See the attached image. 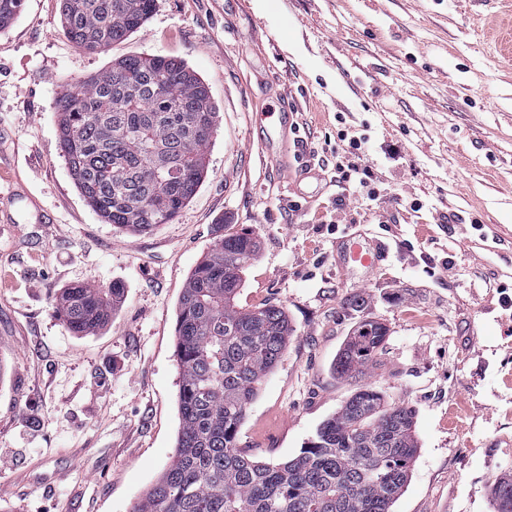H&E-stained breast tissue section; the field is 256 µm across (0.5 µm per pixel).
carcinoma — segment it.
Instances as JSON below:
<instances>
[{
    "label": "carcinoma",
    "instance_id": "cac0c4a2",
    "mask_svg": "<svg viewBox=\"0 0 512 512\" xmlns=\"http://www.w3.org/2000/svg\"><path fill=\"white\" fill-rule=\"evenodd\" d=\"M21 0H0V29ZM156 0H62L72 45L101 53L149 19ZM60 145L71 178L108 224L147 232L167 224L195 195L217 127L208 86L173 56L133 54L57 101ZM256 251L247 232L226 229L188 274L176 307L174 357L179 428L169 468L133 512H392L417 454L415 411L371 385L359 387L299 453L265 463L238 434L260 379L284 354L292 328L275 305L237 303ZM123 288L73 284L54 301L75 335L111 319ZM385 328L363 322L336 359L354 378L382 352ZM493 512H512V471L489 491Z\"/></svg>",
    "mask_w": 512,
    "mask_h": 512
}]
</instances>
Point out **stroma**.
<instances>
[{
    "mask_svg": "<svg viewBox=\"0 0 512 512\" xmlns=\"http://www.w3.org/2000/svg\"><path fill=\"white\" fill-rule=\"evenodd\" d=\"M60 9L23 0L0 30V512H133L168 467L176 305L219 224L259 243L239 304L282 307L293 329L241 449L288 460L368 384L415 412L393 512H491L486 489L512 469V0H157L99 54L68 41ZM127 54L184 60L220 121L195 196L143 233L87 204L59 140V97ZM352 137L367 189L334 180ZM307 163L330 183L298 186ZM348 236L387 254L344 261ZM89 281L124 292L77 336L53 303ZM363 320L386 347L337 377Z\"/></svg>",
    "mask_w": 512,
    "mask_h": 512,
    "instance_id": "stroma-1",
    "label": "stroma"
}]
</instances>
